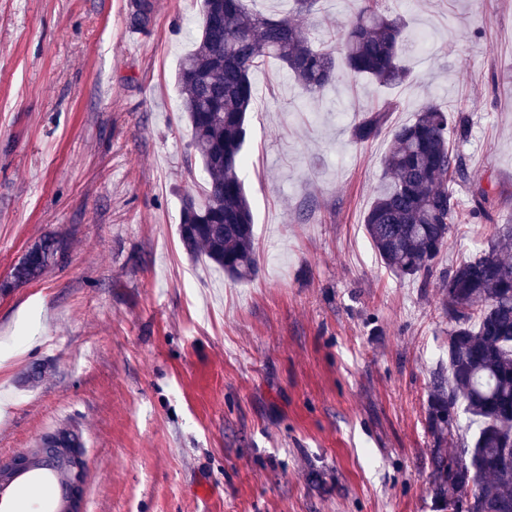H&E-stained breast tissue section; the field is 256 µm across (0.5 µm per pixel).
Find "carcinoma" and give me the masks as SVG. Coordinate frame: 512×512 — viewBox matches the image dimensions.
I'll use <instances>...</instances> for the list:
<instances>
[{"instance_id":"1","label":"carcinoma","mask_w":512,"mask_h":512,"mask_svg":"<svg viewBox=\"0 0 512 512\" xmlns=\"http://www.w3.org/2000/svg\"><path fill=\"white\" fill-rule=\"evenodd\" d=\"M293 13L278 18L250 11L244 0H202L201 29L193 50L181 60V107L191 127V146L203 169L200 192L181 200L179 236L192 258L206 257L233 280L255 275L253 215L240 170L246 162L247 112L256 100L254 72L280 63L310 98L339 78L336 53L348 73L382 85L409 76L399 20L355 0L338 40L313 43L297 18L312 14L319 0H292ZM155 0H130V27L147 31ZM391 105L365 109L353 138L365 143L385 130ZM471 117L429 101L415 118L388 130L391 148L384 162L383 186L365 215L369 241L385 267L400 280L430 277L448 248L460 201L454 186L468 180L461 146ZM63 240L45 235L12 268L3 290L40 280L65 256ZM448 317V375L437 374L427 406L435 438L430 488L437 512H512V463L502 444L512 439V224H497L488 249L461 260L442 277ZM479 424L470 444L443 451L453 436L458 409ZM55 437L73 448L84 443L65 427ZM27 473L66 482L53 465L51 450L39 441Z\"/></svg>"}]
</instances>
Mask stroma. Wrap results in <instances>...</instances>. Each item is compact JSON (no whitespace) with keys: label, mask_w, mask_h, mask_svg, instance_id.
<instances>
[{"label":"stroma","mask_w":512,"mask_h":512,"mask_svg":"<svg viewBox=\"0 0 512 512\" xmlns=\"http://www.w3.org/2000/svg\"><path fill=\"white\" fill-rule=\"evenodd\" d=\"M428 59L386 87L340 76L322 98L278 63L253 75L240 176L259 256L235 281L179 240L202 166L178 68L201 0H0V284L42 235L64 262L0 293V458L82 432V512H434L427 399L448 371L440 275L512 218V0H377ZM353 0H319L323 39ZM434 100L469 112V182L435 275L402 281L367 237L389 134ZM488 189L491 219L473 217ZM155 14V1L130 0L129 24L139 31H148L152 25ZM363 119L354 126L353 138L357 143H365L381 135L391 112L390 104H382L365 109Z\"/></svg>","instance_id":"35a3bbf8"}]
</instances>
